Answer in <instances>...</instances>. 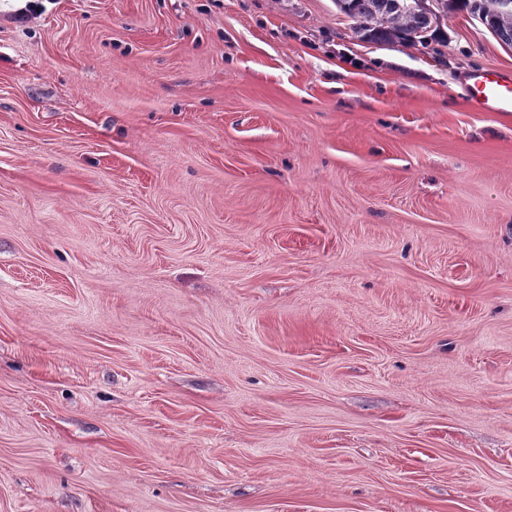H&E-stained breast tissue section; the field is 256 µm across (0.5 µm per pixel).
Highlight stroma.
<instances>
[{
  "label": "stroma",
  "mask_w": 512,
  "mask_h": 512,
  "mask_svg": "<svg viewBox=\"0 0 512 512\" xmlns=\"http://www.w3.org/2000/svg\"><path fill=\"white\" fill-rule=\"evenodd\" d=\"M0 0V512H512V69L473 16ZM335 0L337 11L352 21L355 37L363 42L400 43L405 46L427 45L439 37L448 11H467L482 15L486 25L498 31L506 44L512 43V16L503 19L498 12L499 0H434L435 11L426 9L427 0ZM409 9H407L406 7ZM499 39L495 33H492ZM468 90L482 112H512V72L484 70L469 77Z\"/></svg>",
  "instance_id": "1"
}]
</instances>
